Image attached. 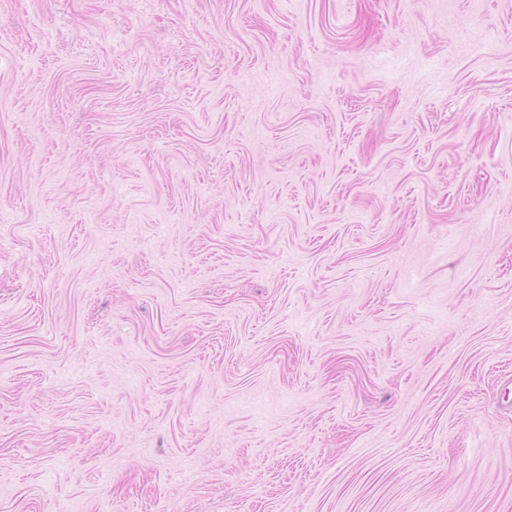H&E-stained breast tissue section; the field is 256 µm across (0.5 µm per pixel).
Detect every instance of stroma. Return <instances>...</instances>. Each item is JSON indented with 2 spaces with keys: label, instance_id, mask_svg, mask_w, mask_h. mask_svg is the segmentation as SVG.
I'll use <instances>...</instances> for the list:
<instances>
[{
  "label": "stroma",
  "instance_id": "obj_1",
  "mask_svg": "<svg viewBox=\"0 0 512 512\" xmlns=\"http://www.w3.org/2000/svg\"><path fill=\"white\" fill-rule=\"evenodd\" d=\"M0 512H512V0H0Z\"/></svg>",
  "mask_w": 512,
  "mask_h": 512
}]
</instances>
